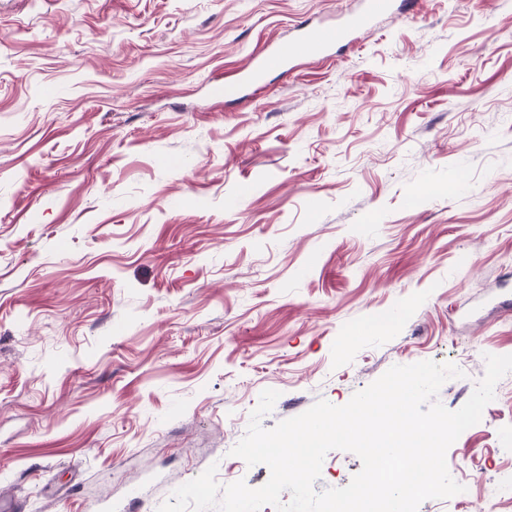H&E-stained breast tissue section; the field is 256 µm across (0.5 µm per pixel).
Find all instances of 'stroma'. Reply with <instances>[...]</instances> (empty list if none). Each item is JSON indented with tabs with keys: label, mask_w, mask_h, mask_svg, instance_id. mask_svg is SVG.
<instances>
[{
	"label": "stroma",
	"mask_w": 512,
	"mask_h": 512,
	"mask_svg": "<svg viewBox=\"0 0 512 512\" xmlns=\"http://www.w3.org/2000/svg\"><path fill=\"white\" fill-rule=\"evenodd\" d=\"M361 0H0V501L157 512L231 450L452 363L460 408L512 355V0H420L326 60L214 88ZM512 512V372L446 455ZM324 458L316 491L349 484Z\"/></svg>",
	"instance_id": "stroma-1"
}]
</instances>
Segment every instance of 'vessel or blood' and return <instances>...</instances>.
Here are the masks:
<instances>
[{
  "mask_svg": "<svg viewBox=\"0 0 512 512\" xmlns=\"http://www.w3.org/2000/svg\"><path fill=\"white\" fill-rule=\"evenodd\" d=\"M397 1L406 8L411 5V0H366L364 10L351 24L313 27L305 31L294 47L290 48L284 44L275 46L268 54L256 57L255 63L247 75L248 80H257L261 69L272 59L283 62L292 55H305L313 59L330 57L336 46L351 43L355 32L370 28L374 20L389 12L393 3Z\"/></svg>",
  "mask_w": 512,
  "mask_h": 512,
  "instance_id": "1",
  "label": "vessel or blood"
}]
</instances>
